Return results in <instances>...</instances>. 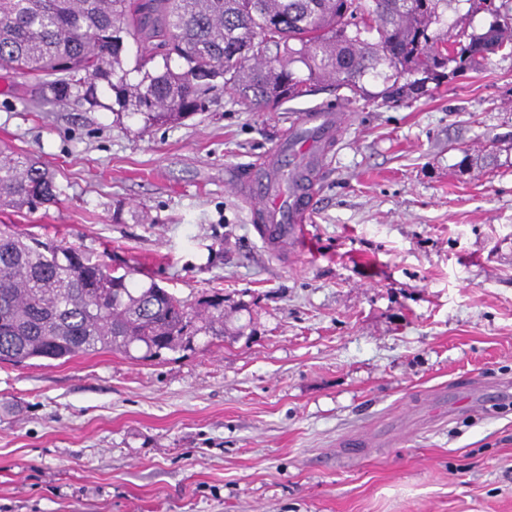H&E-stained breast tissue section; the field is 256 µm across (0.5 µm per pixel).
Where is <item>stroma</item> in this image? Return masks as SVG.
<instances>
[{
  "mask_svg": "<svg viewBox=\"0 0 512 512\" xmlns=\"http://www.w3.org/2000/svg\"><path fill=\"white\" fill-rule=\"evenodd\" d=\"M332 88L154 123L0 70L56 203L0 224L192 300L224 336L0 363V512H512V57L347 105L299 265L234 184Z\"/></svg>",
  "mask_w": 512,
  "mask_h": 512,
  "instance_id": "obj_1",
  "label": "stroma"
}]
</instances>
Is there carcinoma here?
I'll use <instances>...</instances> for the list:
<instances>
[{"mask_svg":"<svg viewBox=\"0 0 512 512\" xmlns=\"http://www.w3.org/2000/svg\"><path fill=\"white\" fill-rule=\"evenodd\" d=\"M492 15L480 33L448 13ZM0 0V69L40 80L57 101H90L96 82L149 121L204 112L217 88L255 106L321 84L347 103L397 102L465 76L485 46L512 55V0ZM149 48L128 80L127 40ZM163 70H148L155 57ZM182 60L174 69L172 57ZM382 84L372 92L365 77ZM59 189L33 155L0 146V211H34ZM134 271L0 224V362L23 365L111 350L153 359L224 335V296L191 301Z\"/></svg>","mask_w":512,"mask_h":512,"instance_id":"carcinoma-1","label":"carcinoma"}]
</instances>
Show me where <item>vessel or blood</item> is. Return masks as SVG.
<instances>
[{"label": "vessel or blood", "mask_w": 512, "mask_h": 512, "mask_svg": "<svg viewBox=\"0 0 512 512\" xmlns=\"http://www.w3.org/2000/svg\"><path fill=\"white\" fill-rule=\"evenodd\" d=\"M342 123V112L334 108L304 113L302 127L310 140L292 146L279 142L247 177L253 229L270 254L284 259L301 252L324 154L338 140Z\"/></svg>", "instance_id": "b4317fda"}]
</instances>
